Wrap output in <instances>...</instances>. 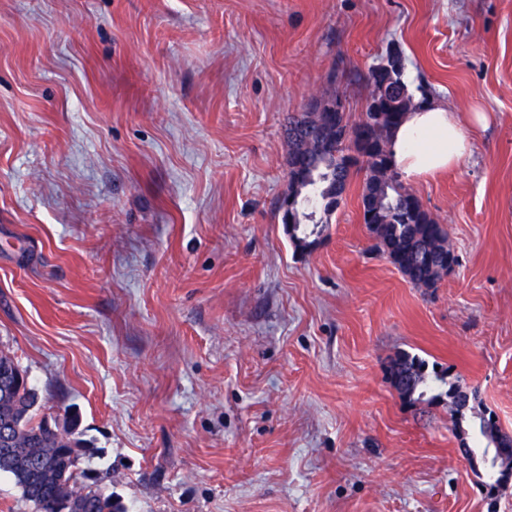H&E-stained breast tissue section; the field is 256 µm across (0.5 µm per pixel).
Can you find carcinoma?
<instances>
[{
  "label": "carcinoma",
  "instance_id": "1",
  "mask_svg": "<svg viewBox=\"0 0 512 512\" xmlns=\"http://www.w3.org/2000/svg\"><path fill=\"white\" fill-rule=\"evenodd\" d=\"M394 79L392 96L412 99L402 79L401 58L388 56ZM415 107L409 103L402 112L378 117L368 104L360 118L352 122L345 112L326 116L305 112L288 118L289 155H307L306 166L312 180L301 185L299 207L315 199L329 215L340 205L355 172L365 170L362 193L363 222L375 240L374 250L385 256L417 288L436 287L448 273L454 254L448 229L438 223L404 187L393 165L390 138ZM316 212L298 213L292 244L317 246L325 225L315 221ZM17 373L14 385L0 389V475H8L21 490L34 512H126L121 502L79 470L81 451L86 449L79 417L64 419L65 430L50 431L45 417L38 416L36 389L28 383L15 358L0 351V369ZM388 379L409 404L429 405L448 401L461 412L459 399L470 395L468 410L478 406L476 391L447 374L428 370L425 360L402 353L392 362ZM474 426L484 448H497L498 431L492 413L474 414Z\"/></svg>",
  "mask_w": 512,
  "mask_h": 512
}]
</instances>
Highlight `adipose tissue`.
<instances>
[{
	"label": "adipose tissue",
	"instance_id": "1",
	"mask_svg": "<svg viewBox=\"0 0 512 512\" xmlns=\"http://www.w3.org/2000/svg\"><path fill=\"white\" fill-rule=\"evenodd\" d=\"M470 149L462 127L445 107L423 104L408 112L392 138L396 169L415 179L452 168Z\"/></svg>",
	"mask_w": 512,
	"mask_h": 512
}]
</instances>
